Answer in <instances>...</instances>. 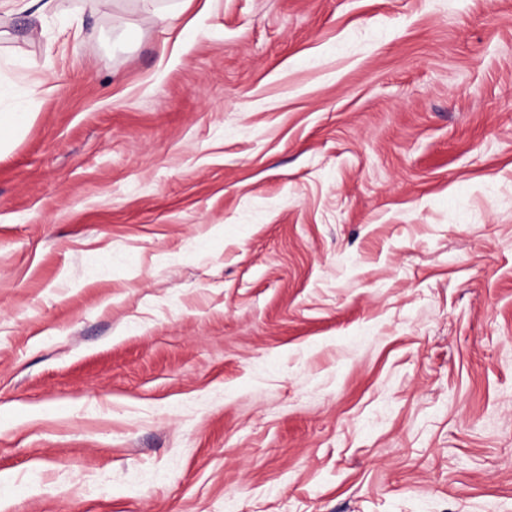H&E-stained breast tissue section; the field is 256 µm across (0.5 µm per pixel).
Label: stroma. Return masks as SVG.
I'll use <instances>...</instances> for the list:
<instances>
[{
  "label": "stroma",
  "instance_id": "1",
  "mask_svg": "<svg viewBox=\"0 0 512 512\" xmlns=\"http://www.w3.org/2000/svg\"><path fill=\"white\" fill-rule=\"evenodd\" d=\"M10 111L0 512H512V0L2 9Z\"/></svg>",
  "mask_w": 512,
  "mask_h": 512
}]
</instances>
